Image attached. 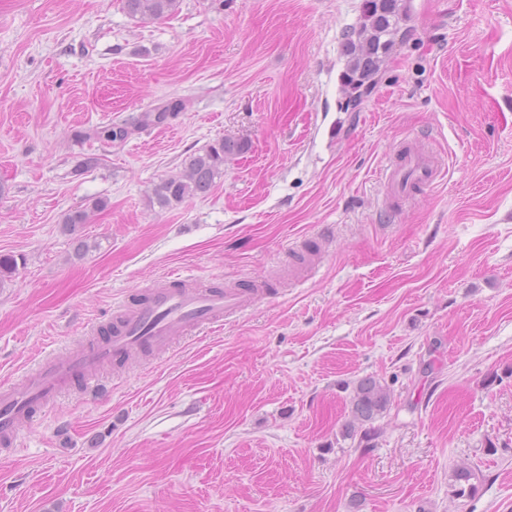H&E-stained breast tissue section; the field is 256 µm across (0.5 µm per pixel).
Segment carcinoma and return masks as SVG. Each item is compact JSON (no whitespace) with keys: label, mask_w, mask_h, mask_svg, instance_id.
Instances as JSON below:
<instances>
[{"label":"carcinoma","mask_w":512,"mask_h":512,"mask_svg":"<svg viewBox=\"0 0 512 512\" xmlns=\"http://www.w3.org/2000/svg\"><path fill=\"white\" fill-rule=\"evenodd\" d=\"M403 0H364L363 21L359 29L344 32L343 50L347 56L341 76L342 91L347 93V103L359 104L363 96L376 83L381 63L389 57L395 45V35L400 30ZM180 0H124V9L132 18L158 20L174 15ZM244 144L230 139H220L202 153L190 156L186 173L162 179L153 188V197L162 207H170L194 198L204 197L215 186V179L223 172L224 158L240 154ZM88 212L77 209L63 219L65 228L75 233L88 223ZM390 395L387 388L373 377L360 379L351 400V415L360 424H370L388 408ZM479 474L461 467L456 471V494L463 497L473 493Z\"/></svg>","instance_id":"carcinoma-1"}]
</instances>
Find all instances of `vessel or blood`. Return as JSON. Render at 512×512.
Here are the masks:
<instances>
[{
	"label": "vessel or blood",
	"mask_w": 512,
	"mask_h": 512,
	"mask_svg": "<svg viewBox=\"0 0 512 512\" xmlns=\"http://www.w3.org/2000/svg\"><path fill=\"white\" fill-rule=\"evenodd\" d=\"M443 170L436 153L413 145L387 166L384 179L393 194L407 196L435 185ZM256 294L253 288L202 287L190 274L149 288L146 300L125 307L110 340L79 348L62 359L50 358L20 384L0 385V442L12 443L18 426L32 418L35 407L72 383L96 384L101 370L120 357L166 350L189 327L207 328L238 316Z\"/></svg>",
	"instance_id": "b4317fda"
}]
</instances>
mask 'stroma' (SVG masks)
Wrapping results in <instances>:
<instances>
[{"instance_id": "obj_1", "label": "stroma", "mask_w": 512, "mask_h": 512, "mask_svg": "<svg viewBox=\"0 0 512 512\" xmlns=\"http://www.w3.org/2000/svg\"><path fill=\"white\" fill-rule=\"evenodd\" d=\"M362 4L181 0L144 23L122 0H0V255L20 259L0 382L173 274L268 278L330 238L281 295L37 407L0 451V512H512V0H406L349 109ZM115 124L132 134L98 138ZM222 138L246 150L211 193L160 207L155 184ZM414 140L446 173L399 202L382 172ZM369 376L390 405L347 435Z\"/></svg>"}]
</instances>
